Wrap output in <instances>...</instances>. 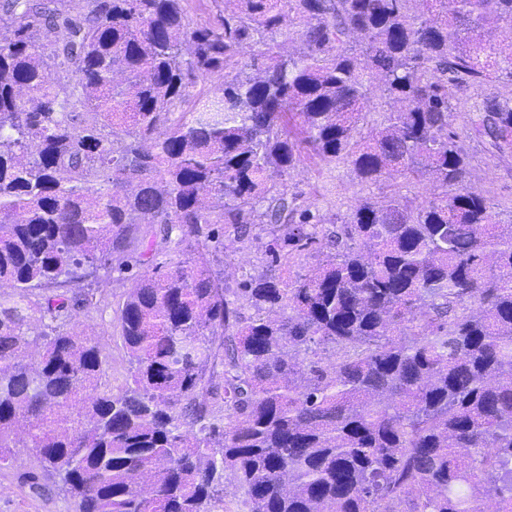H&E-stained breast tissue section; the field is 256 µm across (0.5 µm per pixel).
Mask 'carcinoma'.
Masks as SVG:
<instances>
[{
	"label": "carcinoma",
	"mask_w": 512,
	"mask_h": 512,
	"mask_svg": "<svg viewBox=\"0 0 512 512\" xmlns=\"http://www.w3.org/2000/svg\"><path fill=\"white\" fill-rule=\"evenodd\" d=\"M231 1L217 30L183 0L0 3V465L23 431L79 512H217L226 470L249 512H512V223L451 122L456 92L512 86L486 37L512 0ZM466 135L512 153V92ZM304 144L431 196L357 200L296 279L148 266L118 308L129 379L100 390L69 285L129 269L145 224L216 250L214 224H270L288 265L321 223L283 182Z\"/></svg>",
	"instance_id": "1"
}]
</instances>
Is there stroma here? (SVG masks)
<instances>
[{
	"label": "stroma",
	"mask_w": 512,
	"mask_h": 512,
	"mask_svg": "<svg viewBox=\"0 0 512 512\" xmlns=\"http://www.w3.org/2000/svg\"><path fill=\"white\" fill-rule=\"evenodd\" d=\"M462 145L471 163L473 186L490 200L502 221L512 220V155L490 153L485 144L474 138H463ZM285 182L301 207L310 209L320 220L315 242L289 264L287 270L294 275L307 274L326 259L328 237L340 230L341 217L349 213L358 198L378 197L388 190L383 183L359 184L347 164L327 167L309 158ZM269 239L270 234L262 224L248 225L242 234L233 225H225L223 240L228 250L212 254L210 267L223 271L225 287L233 289L252 276L280 275L282 270L270 264L265 251ZM137 275L134 268L101 272L98 279L88 283L96 296L95 307L79 311L76 317L77 324L88 334L98 336L104 347L102 383L107 390H120L129 374V357L120 336L116 310ZM15 453L16 463L0 468V512H77L74 499L64 488L52 485L44 492L32 490L29 477L40 473V461L28 448H16Z\"/></svg>",
	"instance_id": "obj_1"
}]
</instances>
